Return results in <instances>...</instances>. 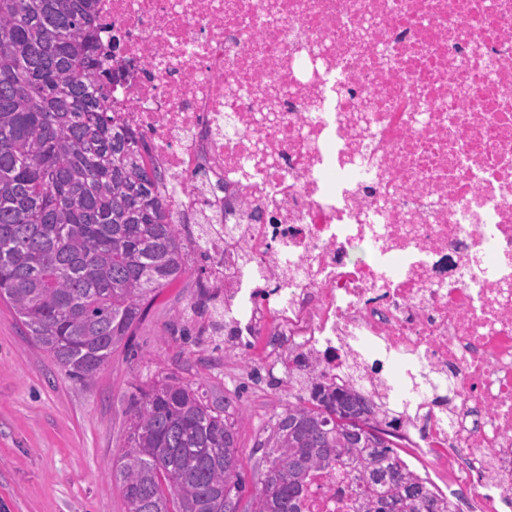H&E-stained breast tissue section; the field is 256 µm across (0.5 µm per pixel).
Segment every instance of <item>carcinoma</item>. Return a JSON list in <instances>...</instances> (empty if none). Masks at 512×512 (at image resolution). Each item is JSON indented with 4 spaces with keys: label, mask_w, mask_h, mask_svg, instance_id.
<instances>
[{
    "label": "carcinoma",
    "mask_w": 512,
    "mask_h": 512,
    "mask_svg": "<svg viewBox=\"0 0 512 512\" xmlns=\"http://www.w3.org/2000/svg\"><path fill=\"white\" fill-rule=\"evenodd\" d=\"M100 28L99 0H0V300L85 385L187 258L162 173L110 101ZM298 385L256 443L246 506L238 411L174 373L140 390L110 469L127 512H299L310 473L340 463L357 512H450L359 390Z\"/></svg>",
    "instance_id": "1"
}]
</instances>
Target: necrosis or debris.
Returning a JSON list of instances; mask_svg holds the SVG:
<instances>
[{
    "instance_id": "1",
    "label": "necrosis or debris",
    "mask_w": 512,
    "mask_h": 512,
    "mask_svg": "<svg viewBox=\"0 0 512 512\" xmlns=\"http://www.w3.org/2000/svg\"><path fill=\"white\" fill-rule=\"evenodd\" d=\"M121 119L210 243L232 339L398 409L512 507V0H99ZM207 191H195L198 178ZM345 468L300 512H355Z\"/></svg>"
}]
</instances>
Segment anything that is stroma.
<instances>
[{
    "instance_id": "35a3bbf8",
    "label": "stroma",
    "mask_w": 512,
    "mask_h": 512,
    "mask_svg": "<svg viewBox=\"0 0 512 512\" xmlns=\"http://www.w3.org/2000/svg\"><path fill=\"white\" fill-rule=\"evenodd\" d=\"M207 273L190 266L148 306L130 346L118 348L92 385L69 379L24 336L0 301V512H127L109 475L127 438L128 408L158 373L201 383L209 400L229 401L236 417L244 501L254 495L255 444L288 400V373L271 368L257 348L224 354L213 323L215 299L195 321L198 342H185V316Z\"/></svg>"
}]
</instances>
